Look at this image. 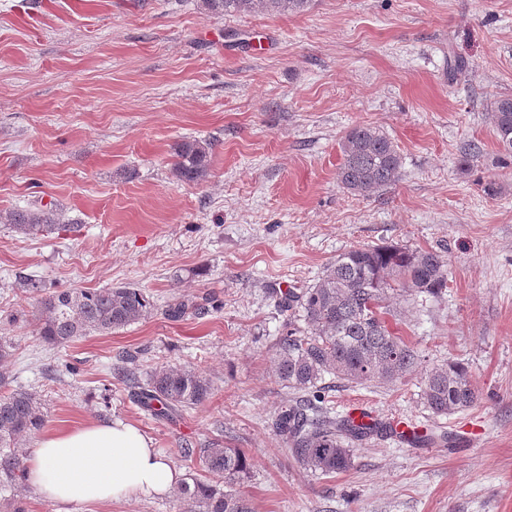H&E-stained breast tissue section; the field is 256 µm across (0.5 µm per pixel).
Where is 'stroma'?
<instances>
[{
	"mask_svg": "<svg viewBox=\"0 0 512 512\" xmlns=\"http://www.w3.org/2000/svg\"><path fill=\"white\" fill-rule=\"evenodd\" d=\"M465 66L456 76L454 59ZM512 96V0H315L300 14L215 16L200 0H0V363L40 395L41 436L100 420L136 425L176 468L186 441L242 449L251 512H512V158L491 106ZM359 124L397 144V179L370 197L337 180ZM206 139L207 176L173 174V145ZM54 203L76 230L27 237L19 207ZM399 244L448 262L439 296L392 301L419 355L393 382L325 376L337 413L430 432L354 448L342 473L311 472L272 420L299 391L274 376L277 341L305 329L286 290L313 286L358 246ZM46 291L141 288L147 318L65 346L36 334ZM177 300L204 317L168 320ZM202 369L212 395L170 418L142 409L117 368ZM467 367L476 403L447 416L421 400L427 374ZM109 400H102V393ZM70 512H179L174 494L73 504Z\"/></svg>",
	"mask_w": 512,
	"mask_h": 512,
	"instance_id": "obj_1",
	"label": "stroma"
}]
</instances>
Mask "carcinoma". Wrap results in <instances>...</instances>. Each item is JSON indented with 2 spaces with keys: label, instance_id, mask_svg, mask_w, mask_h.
<instances>
[{
  "label": "carcinoma",
  "instance_id": "obj_1",
  "mask_svg": "<svg viewBox=\"0 0 512 512\" xmlns=\"http://www.w3.org/2000/svg\"><path fill=\"white\" fill-rule=\"evenodd\" d=\"M314 0H201L213 15L270 16L308 11ZM493 122L503 149L512 154V97L497 99ZM213 144L185 139L174 147L173 171L185 182L207 175ZM339 184L347 192L370 197L396 180L401 167L397 145L380 129L360 124L340 145ZM7 223L25 236L50 234L67 228L52 206L21 208ZM447 261L431 250L401 245L354 247L328 265L319 281L300 292L288 290L284 303L299 305L307 330L290 329L280 337L275 374L288 387L307 394L305 399L280 411L272 425L286 441L299 464L330 475L353 465L352 445L379 426L356 423L349 417L330 415L318 383L327 374L351 382L394 381L417 364L418 355L388 326L384 315L396 291L436 295L447 287ZM23 289L36 299L37 335L47 344L63 346L90 332L109 333L139 322L153 304L140 289L124 285L88 291L75 288L40 295L41 283L23 280ZM138 388V404L157 416H169L185 407L198 406L212 395V383L203 370L170 366L152 372L145 381L121 367ZM423 400L435 415H448L471 406L477 395L466 367L450 361L430 371ZM48 415L39 395L23 389L0 392V486L24 481L25 466L15 452L16 441L41 429ZM181 455L188 477L177 488L180 512H251L232 485L248 473V459L237 448L210 442L201 448L187 444Z\"/></svg>",
  "mask_w": 512,
  "mask_h": 512
}]
</instances>
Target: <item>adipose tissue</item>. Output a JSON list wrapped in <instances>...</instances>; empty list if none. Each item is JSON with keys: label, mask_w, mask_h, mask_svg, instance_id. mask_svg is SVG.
I'll return each instance as SVG.
<instances>
[{"label": "adipose tissue", "mask_w": 512, "mask_h": 512, "mask_svg": "<svg viewBox=\"0 0 512 512\" xmlns=\"http://www.w3.org/2000/svg\"><path fill=\"white\" fill-rule=\"evenodd\" d=\"M179 477L145 434L119 420L40 439L28 450L25 470L26 484L56 512L74 503L166 494Z\"/></svg>", "instance_id": "adipose-tissue-1"}]
</instances>
